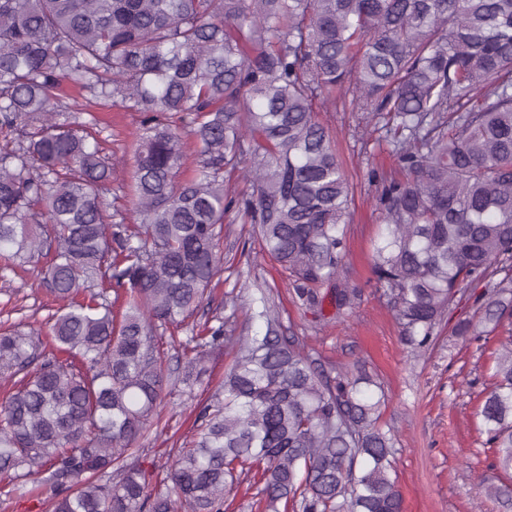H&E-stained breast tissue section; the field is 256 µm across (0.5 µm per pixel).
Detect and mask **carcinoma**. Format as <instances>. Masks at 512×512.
<instances>
[{
	"label": "carcinoma",
	"mask_w": 512,
	"mask_h": 512,
	"mask_svg": "<svg viewBox=\"0 0 512 512\" xmlns=\"http://www.w3.org/2000/svg\"><path fill=\"white\" fill-rule=\"evenodd\" d=\"M69 84L143 114L132 201L110 224L116 163L88 127L60 120ZM351 97L386 123L404 177L374 172L382 231L372 271L406 344L427 346L456 295L483 282L489 336L512 319V0H0V256L36 269L67 302L49 333L0 332V475L36 477L53 512H224V491L262 467L266 509L403 512L395 439L369 376L314 366L267 330L240 336L164 482L132 461L164 400L206 374L224 317L176 374L166 332L208 300L224 266V215L255 224L296 296L353 308L345 282L352 187L317 113ZM201 161L177 186L180 134ZM21 133V139L12 135ZM239 172L252 192L234 191ZM108 282L112 305L91 292ZM480 415L512 470V336L500 343ZM512 509V482L488 486Z\"/></svg>",
	"instance_id": "1"
}]
</instances>
